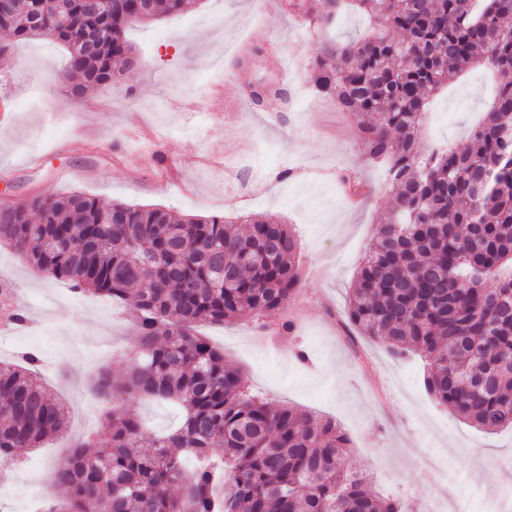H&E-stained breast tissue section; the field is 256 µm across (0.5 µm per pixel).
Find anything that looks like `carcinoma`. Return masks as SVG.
<instances>
[{
    "instance_id": "1",
    "label": "carcinoma",
    "mask_w": 512,
    "mask_h": 512,
    "mask_svg": "<svg viewBox=\"0 0 512 512\" xmlns=\"http://www.w3.org/2000/svg\"><path fill=\"white\" fill-rule=\"evenodd\" d=\"M13 0L0 21V54L49 37L66 47L61 80L79 96L134 71L127 30L182 13L186 0ZM358 9L374 31L339 45L326 38L314 88L355 116L365 161L384 169L395 206L360 263L347 304L360 335L395 357L429 361L425 386L474 427L512 428V0H310L305 19L325 32ZM399 31L397 41L391 32ZM495 93L461 150H420L430 98L474 64ZM353 199L359 175H340ZM80 292L137 309L141 359L99 377L177 405L180 425L140 447L142 417L112 414L54 469L61 507L49 512H403L347 468V435L330 419L250 393L202 322L265 317L299 287V240L290 225L257 221L246 233L223 215L174 221L162 208L106 202L82 192L11 210L0 245ZM234 272L224 281V269ZM23 364L0 362V461L62 433L67 416ZM191 456L196 466L183 470Z\"/></svg>"
}]
</instances>
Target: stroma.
<instances>
[{
  "instance_id": "stroma-1",
  "label": "stroma",
  "mask_w": 512,
  "mask_h": 512,
  "mask_svg": "<svg viewBox=\"0 0 512 512\" xmlns=\"http://www.w3.org/2000/svg\"><path fill=\"white\" fill-rule=\"evenodd\" d=\"M365 14L341 16L329 35L289 14L285 0H187L178 16L133 25L139 59L131 79L72 97L60 73L67 53L35 38L0 56V201L79 190L108 201L160 206L174 218L223 213L272 219L300 236L301 284L288 306L197 330L224 352L243 383L268 402L328 418L350 439L347 465L381 498L409 512H512V429L477 430L423 386L418 357L390 358L343 318L357 269L394 204L383 171L365 165L354 116L319 95L309 74L324 38L366 36ZM273 81L291 99L278 111L251 101L247 81ZM493 92L472 67L438 92L423 117L421 150L464 145ZM238 163L240 180L226 178ZM66 167V179H55ZM360 170L370 191L352 208L339 180ZM15 290L27 333L0 337V362L41 356L40 382L59 395L66 432L0 463V512H48L52 470L106 413L136 410L144 440L178 425L169 405L92 389L106 366L135 365L133 304L74 291L0 247V277ZM306 351L308 362L297 359Z\"/></svg>"
}]
</instances>
